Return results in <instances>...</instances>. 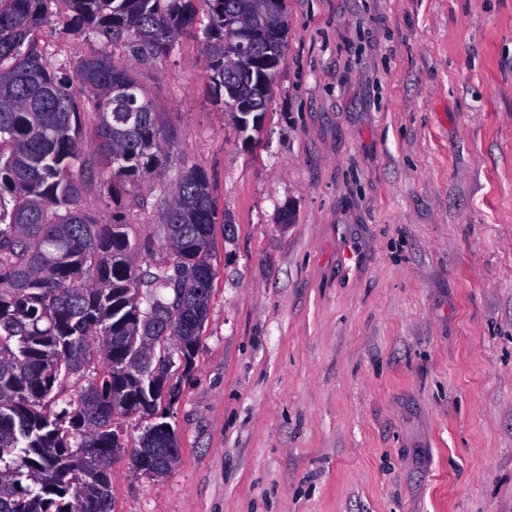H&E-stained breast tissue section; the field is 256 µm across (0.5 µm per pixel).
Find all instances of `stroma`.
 Instances as JSON below:
<instances>
[{"mask_svg": "<svg viewBox=\"0 0 512 512\" xmlns=\"http://www.w3.org/2000/svg\"><path fill=\"white\" fill-rule=\"evenodd\" d=\"M285 59L240 132L198 35L147 63L164 176L120 218L167 263L191 167L217 211L181 453L112 468L114 512H512V0H285ZM292 221H281L283 211Z\"/></svg>", "mask_w": 512, "mask_h": 512, "instance_id": "35a3bbf8", "label": "stroma"}]
</instances>
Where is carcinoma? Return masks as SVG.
<instances>
[{"label": "carcinoma", "mask_w": 512, "mask_h": 512, "mask_svg": "<svg viewBox=\"0 0 512 512\" xmlns=\"http://www.w3.org/2000/svg\"><path fill=\"white\" fill-rule=\"evenodd\" d=\"M201 12L215 95L265 111L270 95L227 62L235 35L224 16L284 35L288 19H263L250 0H0V512H113L112 465L125 447L114 417L158 414L179 397L174 375L195 368L212 292L208 175L192 167L180 177L163 208L173 262L143 273L146 247L131 225L97 224L82 204L91 166L79 136L93 115L105 207L122 179L160 175L165 135L152 101L112 50L165 56ZM55 16L98 50L72 60L40 45ZM285 45L262 42L255 56L281 60ZM171 311L176 343L162 353L153 340ZM97 360L106 370L79 398L62 397L63 381ZM150 433L147 458L129 459L163 476L178 437L167 422Z\"/></svg>", "instance_id": "obj_1"}]
</instances>
